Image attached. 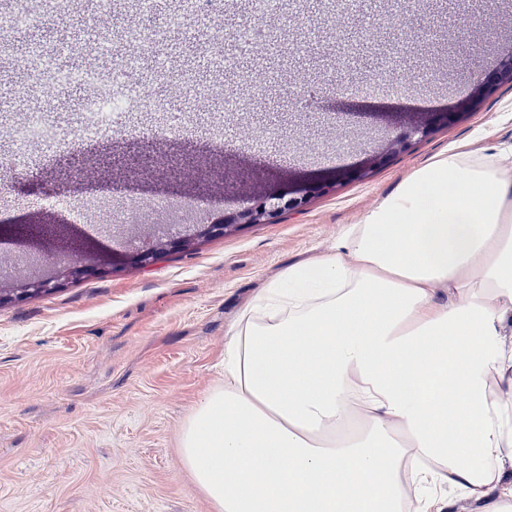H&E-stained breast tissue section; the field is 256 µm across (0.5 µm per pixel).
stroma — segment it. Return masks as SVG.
<instances>
[{
  "mask_svg": "<svg viewBox=\"0 0 512 512\" xmlns=\"http://www.w3.org/2000/svg\"><path fill=\"white\" fill-rule=\"evenodd\" d=\"M393 2L360 0L355 23L335 0H280L271 22L162 0L181 13L186 36L172 76L145 88L181 110L187 132L160 135L149 113L126 112L118 131L73 147L56 124L55 137L30 144L37 162L16 159L0 187V293L31 279L50 288L0 305V512H211L183 474L178 439L224 379L239 312L288 265L326 254L414 170L451 150L512 144V82L491 80L512 61V0H420L402 17L411 49L400 54L385 38ZM489 7L488 34L472 21ZM90 16L87 0H63L48 24L77 46ZM98 17L112 50L139 51L124 37L139 23L133 0ZM461 20L472 24L462 41ZM216 36L230 62L195 90L190 67ZM300 39L308 54L293 53ZM32 41L0 45V142L13 141L45 90L24 64ZM379 72L415 86L390 98L341 95ZM487 79L477 108H463L464 92ZM434 112L457 118L388 153L390 137ZM145 157L153 168L132 166ZM200 164L227 181L199 178ZM364 167L369 175L354 177ZM307 188L300 211L207 230L263 195ZM196 200L209 211L183 220L187 246L135 262V247L167 218L161 203ZM65 257L91 275L61 276Z\"/></svg>",
  "mask_w": 512,
  "mask_h": 512,
  "instance_id": "35a3bbf8",
  "label": "stroma"
}]
</instances>
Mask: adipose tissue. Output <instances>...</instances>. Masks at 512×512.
I'll use <instances>...</instances> for the list:
<instances>
[{"mask_svg": "<svg viewBox=\"0 0 512 512\" xmlns=\"http://www.w3.org/2000/svg\"><path fill=\"white\" fill-rule=\"evenodd\" d=\"M178 453L212 512H512V168L451 151L240 311Z\"/></svg>", "mask_w": 512, "mask_h": 512, "instance_id": "obj_1", "label": "adipose tissue"}]
</instances>
